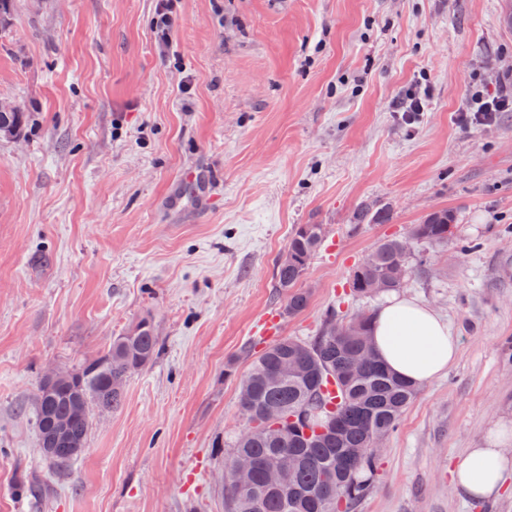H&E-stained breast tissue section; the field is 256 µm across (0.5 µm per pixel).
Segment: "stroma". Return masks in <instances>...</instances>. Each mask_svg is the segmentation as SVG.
<instances>
[{"instance_id":"obj_1","label":"stroma","mask_w":512,"mask_h":512,"mask_svg":"<svg viewBox=\"0 0 512 512\" xmlns=\"http://www.w3.org/2000/svg\"><path fill=\"white\" fill-rule=\"evenodd\" d=\"M156 0H15L0 25V512H224V444L246 428L248 346L310 339L375 244L455 215L401 295L448 321L459 354L419 386L355 512H512L450 468L512 429V112L455 117L473 83L512 86V0H177L161 53ZM190 89H183V78ZM431 98L418 123L398 101ZM388 210L360 224L359 207ZM299 224L325 237L291 317L276 261ZM151 319L158 357L121 407L93 412L67 470L43 456L34 395ZM429 91L427 88L415 87L408 91L405 98L397 104V111L401 113V119L406 125H414L425 112Z\"/></svg>"}]
</instances>
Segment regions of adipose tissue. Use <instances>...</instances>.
Here are the masks:
<instances>
[{
	"instance_id": "1",
	"label": "adipose tissue",
	"mask_w": 512,
	"mask_h": 512,
	"mask_svg": "<svg viewBox=\"0 0 512 512\" xmlns=\"http://www.w3.org/2000/svg\"><path fill=\"white\" fill-rule=\"evenodd\" d=\"M372 343L391 372L418 385L446 373L459 351L448 322L425 303L399 295L375 312ZM511 481L512 436L504 430L485 447L468 449L451 472L454 488L477 502L496 499Z\"/></svg>"
}]
</instances>
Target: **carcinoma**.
Returning <instances> with one entry per match:
<instances>
[{"mask_svg": "<svg viewBox=\"0 0 512 512\" xmlns=\"http://www.w3.org/2000/svg\"><path fill=\"white\" fill-rule=\"evenodd\" d=\"M448 209L425 215L411 228L414 241L428 246L448 244ZM324 236L321 224H299L288 240V262L274 266V287L286 296V312L298 315L310 292L297 287ZM408 253L398 238L378 242L355 268L348 296L373 297L368 285L382 281L389 292L402 286ZM372 313L346 318L339 309L324 319L317 336L308 341L284 337L248 364L239 381V408L247 427L224 457V512H354L373 488L377 458L366 448L379 434L397 430L417 389L391 373L376 356L355 366L362 349L371 345ZM161 344L146 318L112 338L100 357L72 372L73 378L47 395H35V425L39 438L55 425L67 423L72 439L86 445L91 420L73 415L78 402L92 395L101 412L118 409L128 377L150 364ZM291 361L299 371L277 375ZM338 388L336 400L323 394L328 380ZM253 464L251 487L234 480L235 461ZM282 468L272 484L266 473Z\"/></svg>", "mask_w": 512, "mask_h": 512, "instance_id": "cac0c4a2", "label": "carcinoma"}]
</instances>
